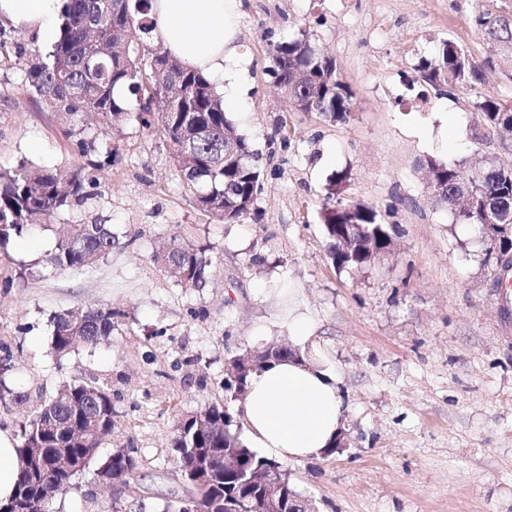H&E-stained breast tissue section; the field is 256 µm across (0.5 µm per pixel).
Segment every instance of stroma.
<instances>
[{"mask_svg": "<svg viewBox=\"0 0 512 512\" xmlns=\"http://www.w3.org/2000/svg\"><path fill=\"white\" fill-rule=\"evenodd\" d=\"M512 0H243L238 44L250 59L246 112L230 118L262 161V190L243 220L199 211L159 132L127 117L99 184L0 253V357L23 402L0 403V428L20 422L67 381L111 390L115 428L97 460L135 449L129 487L95 484L92 470L45 512H165L195 490L178 474L175 425L209 404L243 435V399L224 389L232 357L291 340L298 310L314 325L299 343L335 375L343 395L340 453L288 459L297 492L317 512H512V291L494 285L473 225L435 206L422 161L437 156L512 163V146L483 137L477 93L512 102V65L487 71L477 90L439 93L416 68L450 38L474 60L490 44L478 10ZM307 38L332 57L354 93L347 122L289 108L268 75V45ZM49 46L0 22V170L20 161L68 174L85 160L64 121L34 98L23 65ZM350 179L337 183L336 175ZM394 206V252L361 272L338 270L321 220L326 201ZM101 222L119 238L91 268L44 260L63 227ZM205 249V287L178 283L154 258L168 242ZM103 304L123 310L108 343L65 355L51 348V319Z\"/></svg>", "mask_w": 512, "mask_h": 512, "instance_id": "35a3bbf8", "label": "stroma"}]
</instances>
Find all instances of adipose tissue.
I'll return each mask as SVG.
<instances>
[{"label":"adipose tissue","mask_w":512,"mask_h":512,"mask_svg":"<svg viewBox=\"0 0 512 512\" xmlns=\"http://www.w3.org/2000/svg\"><path fill=\"white\" fill-rule=\"evenodd\" d=\"M64 0H0V21L54 37ZM242 0H153L152 36L184 67L202 72L225 108L248 94V58L235 43ZM345 406L335 377L313 364L271 361L254 374L243 406L244 444L279 458L320 455L340 432Z\"/></svg>","instance_id":"adipose-tissue-1"}]
</instances>
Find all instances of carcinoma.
I'll use <instances>...</instances> for the list:
<instances>
[{
	"label": "carcinoma",
	"mask_w": 512,
	"mask_h": 512,
	"mask_svg": "<svg viewBox=\"0 0 512 512\" xmlns=\"http://www.w3.org/2000/svg\"><path fill=\"white\" fill-rule=\"evenodd\" d=\"M112 26L100 30L97 68L85 60V30L97 20L102 0H65L58 39L49 54L51 62L29 61L25 77L29 90L45 97L54 112L68 117L91 114L106 135L113 123L129 112L130 100L139 105L136 119L146 130L159 131L180 168L197 208L224 223L247 215L261 191V161L235 124L224 112L214 84L202 73L188 69L150 40L154 27L152 0H109ZM474 21L482 27L493 51L512 61V54L498 44L512 42V22L500 14L480 10ZM270 75L281 88L289 107L314 112L330 122L344 123L351 109L352 91L336 74V62L319 54L305 38L269 44ZM489 59L475 61L452 40L441 43L438 55L418 69V80L433 88L474 89L483 81ZM122 86L126 95L115 96ZM475 108L486 129L498 134L512 132V108L489 94L477 96ZM74 124L65 130L88 172L71 175L38 168L22 161L14 171L0 172V252L14 239L32 231L71 200L85 196L96 185L98 160L95 143L83 137ZM429 192L437 204L454 211L461 224L475 223V215L491 206L512 207V165L489 158L474 174L468 198L459 193V183L469 174L455 160L428 157ZM363 204L339 202L322 208L329 255L338 269L359 271L384 255L399 236V225ZM118 236L112 225L72 224L59 237L47 263L56 269H81L97 263L112 251ZM156 260L167 264L177 282L205 287L211 261L203 252L170 242L159 247ZM120 310L104 305L81 314L65 313L53 319L52 348L67 354L78 345L96 347L112 335ZM230 364L239 372L238 383L228 387L236 397L247 392L249 378L258 371L250 358L237 356ZM112 394L100 386L75 380L64 384L56 396L32 420L20 425L18 448L21 467L15 492L0 502V512H37L29 503L40 497L47 483L65 491L75 474L89 467L102 439L112 433ZM231 416L220 403L208 406L201 419L191 416L178 428L174 448L181 478L201 468L210 457L227 456L236 464L229 475L215 469L191 505L193 512H209L215 497L234 496L240 512H260L259 490L245 479L277 478L292 501L293 512H305L283 463L257 455L229 432ZM139 468L134 450L122 448L97 465L113 479L128 483Z\"/></svg>",
	"instance_id": "carcinoma-1"
}]
</instances>
